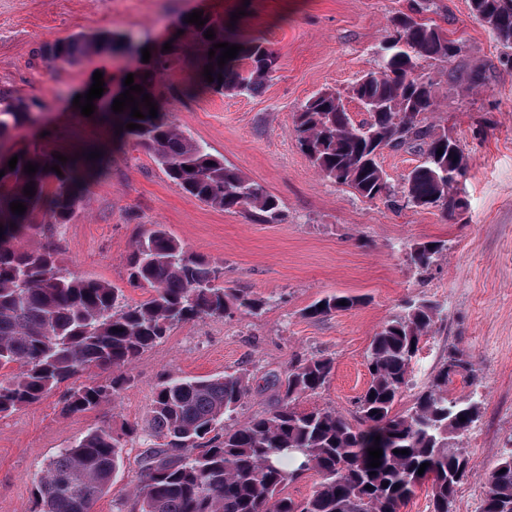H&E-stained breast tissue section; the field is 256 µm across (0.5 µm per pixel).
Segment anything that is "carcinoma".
<instances>
[{
  "label": "carcinoma",
  "mask_w": 512,
  "mask_h": 512,
  "mask_svg": "<svg viewBox=\"0 0 512 512\" xmlns=\"http://www.w3.org/2000/svg\"><path fill=\"white\" fill-rule=\"evenodd\" d=\"M410 0L415 16L393 18L377 70L366 73L350 90L369 115L355 123L335 90L310 97L295 114L301 149L326 179L353 188L361 197L398 199L379 164L385 149H415L421 162L403 178L404 204L438 208L453 216L465 206L455 179L468 172V161L457 140L435 133L425 124L434 111L432 83L419 73L421 62H453L462 43L418 18L433 10L434 0ZM472 14L512 49V0H469ZM207 23L183 24V35L169 40L134 43L112 32L77 35L44 48L47 61L76 64L93 54L131 56L134 83L156 103L157 117H131V109L112 110L119 94L104 86L94 100L95 111L112 115L132 138L152 151L164 174L186 196L221 211H243L262 224L279 220V200L248 181L168 119L170 99L180 92L209 89L216 93L261 92L276 70L277 56L259 38L242 39L224 25V18L203 13ZM215 38H204L206 30ZM172 50L163 51L166 42ZM242 46L237 56L217 65L221 50L209 58L216 43ZM150 48L149 62L142 50ZM189 71L182 86L162 88L161 75L177 60ZM213 66L215 81L204 78ZM223 78L217 82L216 78ZM31 120L30 105L0 89V144ZM136 123L141 128L128 130ZM442 154H437V151ZM18 156L16 168L8 161ZM38 165L33 175L24 165ZM58 165L62 175L44 170ZM0 415L36 403L61 383L72 381L62 396L61 411L92 410L115 399L127 382L125 370L146 349L160 342L178 323L205 317H230L235 310L258 313L260 300L230 292L216 284L221 269L190 251L163 224L142 225L126 259L127 282L143 288L147 297L129 303L122 289L79 275L61 265L50 239L83 202L86 171L52 155L18 149L0 152ZM33 184L35 194L24 195ZM26 206L22 215L10 203ZM47 242L33 248L18 245L29 231ZM447 246L441 241L410 248L411 262L420 269L434 265ZM324 308H319V305ZM362 304L349 295L323 297L307 308L312 318L347 311ZM439 312L427 302L408 305L375 333L366 359L370 381L355 402L354 419L331 409L299 407L329 380L333 359L307 356L273 376L277 401L268 411L237 421L236 414L251 393L244 373L209 378L165 376L156 386L152 424L162 442L143 451L141 473L133 488L139 512H400L422 483L431 482L430 512H454L460 486L475 462L462 446L477 421L480 408L468 400L448 397L458 376L474 377L463 350L451 348L405 413L394 406L409 384V368L423 336ZM112 370L101 381L91 368ZM465 421H460V418ZM99 427L73 445L60 449L37 480L35 512H94L123 465V437ZM380 441H375V436ZM378 446L381 465L369 467L368 449ZM406 449L405 455L393 450ZM427 464L418 474L421 464ZM506 472H501V469ZM318 476L312 494L296 502L283 488L306 473ZM481 512H512V446L503 448L487 473Z\"/></svg>",
  "instance_id": "1"
}]
</instances>
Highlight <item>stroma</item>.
Wrapping results in <instances>:
<instances>
[{"label": "stroma", "mask_w": 512, "mask_h": 512, "mask_svg": "<svg viewBox=\"0 0 512 512\" xmlns=\"http://www.w3.org/2000/svg\"><path fill=\"white\" fill-rule=\"evenodd\" d=\"M428 22L463 41L450 64L423 63L432 82L435 132L456 138L468 158L461 184L466 206L447 217L434 209L368 200L323 178L302 151L295 114L317 92L347 91L375 69L391 20L408 0H0V86L32 102L31 122L14 145H27L89 169L84 204L56 233L58 257L81 275L129 287L126 258L145 224H163L191 251L224 270L234 293L260 298L253 314L204 318L175 327L126 372L117 400L74 414L61 411V391L0 417V512H31L36 481L59 449L91 430L138 428L127 439L123 466L95 512H137L130 494L141 453L156 440L150 424L154 388L168 374L208 377L243 371L252 391L239 416L266 412L277 399L270 373L311 354L334 360L325 387L301 408L352 416L366 388L368 345L407 302L426 299L441 318L423 336L411 363V385L395 412L409 409L449 347L463 349L475 379H456L452 398L480 407L463 441L476 464L458 504L480 512L486 472L512 440V64L503 47L472 14L469 0H434ZM231 15L239 34L259 36L278 67L258 94L203 91L169 104L176 125L276 196L283 219L253 223L246 214L211 208L171 184L151 152L116 142L111 122L83 116L73 100L102 60L50 65L42 48L78 32L112 31L133 40H160L180 30L195 11ZM481 67L486 80L468 75ZM446 241L428 271L408 258L409 245ZM362 297L348 311L313 319L305 309L328 295Z\"/></svg>", "instance_id": "stroma-1"}]
</instances>
